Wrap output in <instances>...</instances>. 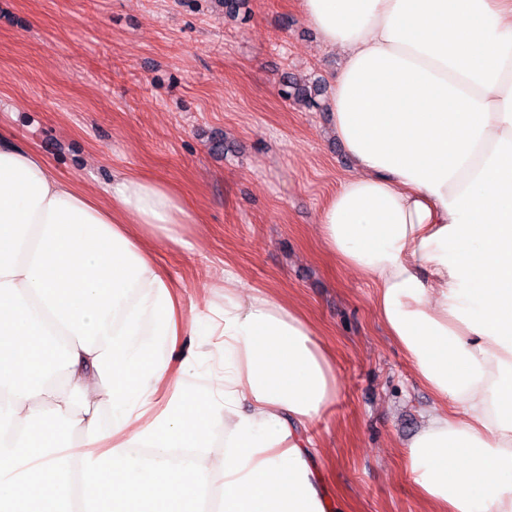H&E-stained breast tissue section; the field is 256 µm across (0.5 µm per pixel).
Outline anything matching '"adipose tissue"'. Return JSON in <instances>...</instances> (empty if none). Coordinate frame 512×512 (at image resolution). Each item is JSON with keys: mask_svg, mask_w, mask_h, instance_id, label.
<instances>
[{"mask_svg": "<svg viewBox=\"0 0 512 512\" xmlns=\"http://www.w3.org/2000/svg\"><path fill=\"white\" fill-rule=\"evenodd\" d=\"M353 173L326 250L441 401L409 444L436 512H512V0H301ZM108 202L0 140V512H343L309 428L336 400L294 305L224 276L185 299L167 184ZM223 437L224 452L213 443Z\"/></svg>", "mask_w": 512, "mask_h": 512, "instance_id": "ef3b65f1", "label": "adipose tissue"}]
</instances>
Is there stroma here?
Instances as JSON below:
<instances>
[{
  "instance_id": "35a3bbf8",
  "label": "stroma",
  "mask_w": 512,
  "mask_h": 512,
  "mask_svg": "<svg viewBox=\"0 0 512 512\" xmlns=\"http://www.w3.org/2000/svg\"><path fill=\"white\" fill-rule=\"evenodd\" d=\"M340 65L300 0H249L236 18L218 0H0V136L88 191L131 171L184 195L197 248L160 252L176 282L199 301L236 272L301 309L330 353L338 396L313 426L327 496L348 512H430L406 458L437 400L371 282L317 235L353 162L332 112L281 94Z\"/></svg>"
}]
</instances>
